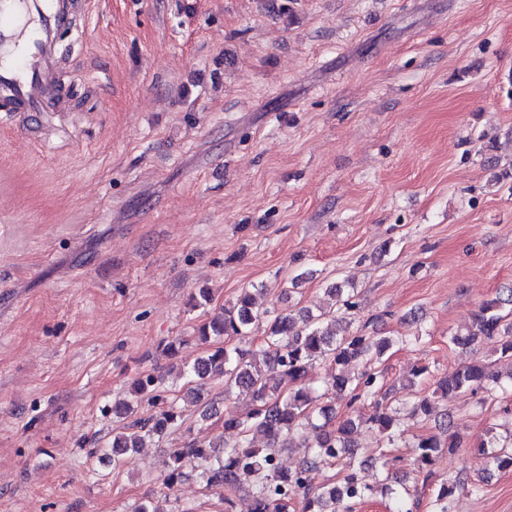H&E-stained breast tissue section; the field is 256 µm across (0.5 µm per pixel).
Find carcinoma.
<instances>
[{
	"label": "carcinoma",
	"mask_w": 512,
	"mask_h": 512,
	"mask_svg": "<svg viewBox=\"0 0 512 512\" xmlns=\"http://www.w3.org/2000/svg\"><path fill=\"white\" fill-rule=\"evenodd\" d=\"M512 306V294L505 300L496 298L484 303L475 314L468 334L452 336L449 341L457 346L485 342L491 346L497 360L509 366L512 380V310L500 312L503 304ZM344 310L307 313L297 318L291 313H279L269 319L268 330L262 336L259 348H249L250 338L268 311L257 306L254 295L244 291L230 307H220L199 329V340L211 344L206 357L183 372L188 394H196L190 384L211 375L224 378L225 390L238 387L248 393L250 410L242 417L230 416L224 420V430L237 433L234 444L224 442L190 441L181 448L170 449L164 484L172 488L186 477L185 468L191 462L204 464L202 472L207 485L230 494L238 488L253 489L252 512H291L298 491H304L301 512H351L352 506L372 497L379 491L395 499L393 512H413L409 506L408 488L398 491L385 483L375 488L363 482L361 467L355 466L354 436L364 421L377 425L383 434H390L395 423L387 403V390L380 380L375 364L399 342L388 336L374 338L349 330L350 312L357 307L352 296L343 302ZM321 359L328 364L329 378L323 393L349 391L352 413L338 424L336 414L319 404V396L305 382L312 362ZM362 359L369 370L354 376L348 370L350 363ZM500 376L481 361L462 365L452 374L441 377L430 395L418 397L412 405V416L426 417L436 411L437 405L452 396L470 391L482 394L481 402L496 396ZM131 391L140 397L161 405L148 418H136L121 427L112 438V466H127L136 449L146 441L165 437L179 426L181 414L175 403L168 401L158 378L145 375L138 378ZM317 430L315 442L303 445L304 457L298 468L284 471L276 462L274 449L286 447L304 430ZM459 447L456 436L444 440L435 435L418 439L413 451L415 471L432 476L431 467L440 454ZM475 454L488 467L499 471L512 470V443L501 445L496 434L475 444ZM349 459L346 471L336 482L313 489L316 470L335 466ZM469 487L479 496L484 492L480 483L456 475L442 481L433 489V512H449V499L456 488Z\"/></svg>",
	"instance_id": "1"
}]
</instances>
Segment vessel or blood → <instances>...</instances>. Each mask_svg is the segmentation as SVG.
<instances>
[{
    "instance_id": "1",
    "label": "vessel or blood",
    "mask_w": 512,
    "mask_h": 512,
    "mask_svg": "<svg viewBox=\"0 0 512 512\" xmlns=\"http://www.w3.org/2000/svg\"><path fill=\"white\" fill-rule=\"evenodd\" d=\"M79 33L75 0H0V118L24 126L44 112L59 52Z\"/></svg>"
}]
</instances>
